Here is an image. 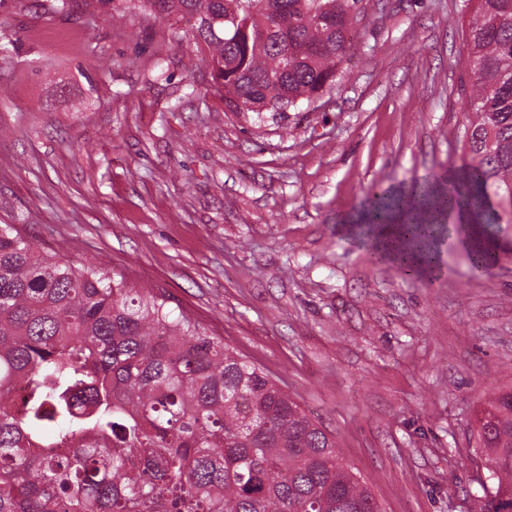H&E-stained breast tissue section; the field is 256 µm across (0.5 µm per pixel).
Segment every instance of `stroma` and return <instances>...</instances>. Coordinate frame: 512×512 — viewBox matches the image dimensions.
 Instances as JSON below:
<instances>
[{
  "label": "stroma",
  "instance_id": "1",
  "mask_svg": "<svg viewBox=\"0 0 512 512\" xmlns=\"http://www.w3.org/2000/svg\"><path fill=\"white\" fill-rule=\"evenodd\" d=\"M464 0H360L336 84L244 121L202 46L140 13L0 0V224L164 293L277 380L382 512H469L475 418L512 388V231L406 278L346 230L460 163Z\"/></svg>",
  "mask_w": 512,
  "mask_h": 512
}]
</instances>
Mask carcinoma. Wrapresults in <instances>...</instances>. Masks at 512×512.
Here are the masks:
<instances>
[{
	"label": "carcinoma",
	"mask_w": 512,
	"mask_h": 512,
	"mask_svg": "<svg viewBox=\"0 0 512 512\" xmlns=\"http://www.w3.org/2000/svg\"><path fill=\"white\" fill-rule=\"evenodd\" d=\"M111 19L189 18L224 104L263 122L336 82L359 0H96ZM461 165L365 201L390 211L405 277L445 244L491 268L512 223V0H467ZM27 398L13 409L12 387ZM491 485L473 512H512V389L476 418ZM52 452H47V449ZM0 512H380L333 440L278 382L166 299L77 267L0 225Z\"/></svg>",
	"instance_id": "cac0c4a2"
}]
</instances>
